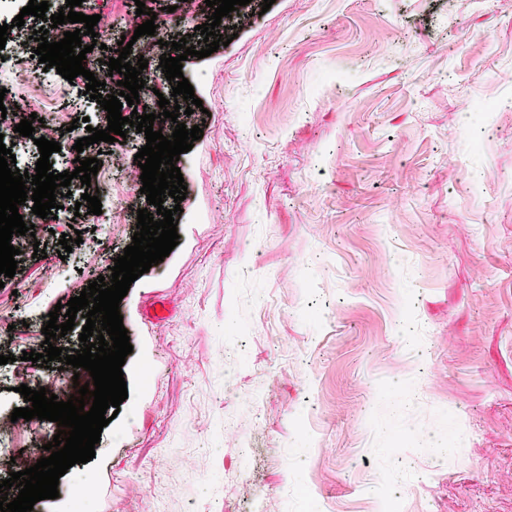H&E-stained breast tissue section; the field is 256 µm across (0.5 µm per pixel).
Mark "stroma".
Segmentation results:
<instances>
[{
    "mask_svg": "<svg viewBox=\"0 0 512 512\" xmlns=\"http://www.w3.org/2000/svg\"><path fill=\"white\" fill-rule=\"evenodd\" d=\"M251 0L226 19L238 36L183 75L208 110L181 167L179 243L122 300L133 351L128 397L94 458L60 477L51 512H512V0ZM0 89L18 108L1 142L15 166L40 157L13 127L38 115L72 180L56 218L19 213L18 274L0 284V418L72 366L23 360L45 339L39 314L111 276L131 244L146 139L73 148L108 125L76 109L86 80L34 59L42 19L12 24ZM169 40H201L205 0H147ZM93 72L121 37L159 65L134 0H97ZM86 116L88 125L73 126ZM100 214H76L82 194ZM81 235L63 253L60 235ZM43 243L46 258L33 256ZM168 317L148 322L157 294ZM56 423L0 436V456L35 465ZM96 494L75 510L71 490Z\"/></svg>",
    "mask_w": 512,
    "mask_h": 512,
    "instance_id": "1",
    "label": "stroma"
}]
</instances>
